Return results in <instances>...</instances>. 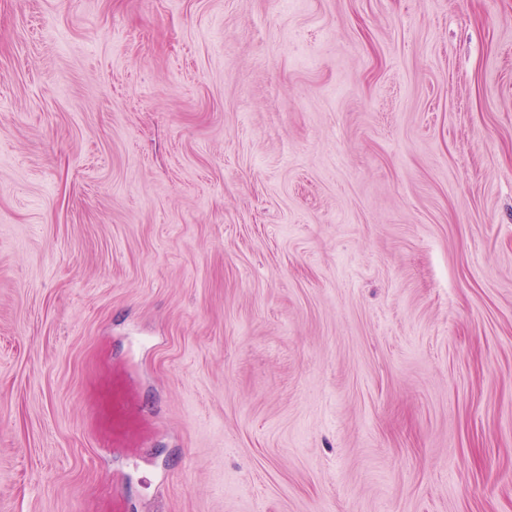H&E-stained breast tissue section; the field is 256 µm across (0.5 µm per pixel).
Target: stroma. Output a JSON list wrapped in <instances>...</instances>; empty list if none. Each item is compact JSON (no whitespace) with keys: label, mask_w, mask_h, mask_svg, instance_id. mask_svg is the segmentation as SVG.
<instances>
[{"label":"stroma","mask_w":512,"mask_h":512,"mask_svg":"<svg viewBox=\"0 0 512 512\" xmlns=\"http://www.w3.org/2000/svg\"><path fill=\"white\" fill-rule=\"evenodd\" d=\"M0 512H512V0H0Z\"/></svg>","instance_id":"1"}]
</instances>
